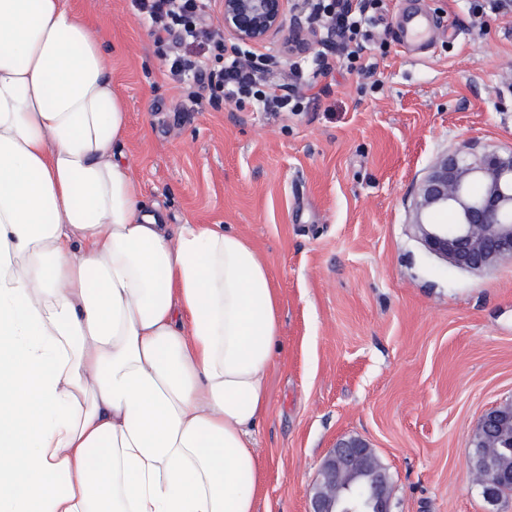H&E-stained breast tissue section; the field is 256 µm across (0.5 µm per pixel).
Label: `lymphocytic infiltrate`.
Instances as JSON below:
<instances>
[{"label": "lymphocytic infiltrate", "instance_id": "lymphocytic-infiltrate-1", "mask_svg": "<svg viewBox=\"0 0 512 512\" xmlns=\"http://www.w3.org/2000/svg\"><path fill=\"white\" fill-rule=\"evenodd\" d=\"M139 11L147 13L160 30L190 46L187 55L175 56L168 71L177 80L191 78L200 83L222 87L226 99L239 109L254 108L266 112H300V98L283 93L281 84L261 79L259 68L244 64L238 55L224 60V68L214 74L205 71L201 57L206 52L208 35L198 26L210 0H135ZM383 10V0H339L338 5L314 4L313 11L323 14L328 32L340 41L336 63L356 76L370 74L374 68L369 27Z\"/></svg>", "mask_w": 512, "mask_h": 512}]
</instances>
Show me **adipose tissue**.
I'll list each match as a JSON object with an SVG mask.
<instances>
[{
    "instance_id": "ef3b65f1",
    "label": "adipose tissue",
    "mask_w": 512,
    "mask_h": 512,
    "mask_svg": "<svg viewBox=\"0 0 512 512\" xmlns=\"http://www.w3.org/2000/svg\"><path fill=\"white\" fill-rule=\"evenodd\" d=\"M127 125L100 28L0 0V512H256L280 298L146 204Z\"/></svg>"
}]
</instances>
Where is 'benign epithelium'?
Instances as JSON below:
<instances>
[{
  "label": "benign epithelium",
  "mask_w": 512,
  "mask_h": 512,
  "mask_svg": "<svg viewBox=\"0 0 512 512\" xmlns=\"http://www.w3.org/2000/svg\"><path fill=\"white\" fill-rule=\"evenodd\" d=\"M296 0H223L218 28L232 39L254 48H264L283 30H288L286 55L301 54L313 46L308 22ZM479 184L482 195L465 200L464 188ZM452 212L457 223L431 221L428 215ZM414 225L429 253L467 272H480L499 262L512 260V150H480L464 145L437 159L420 182L414 204ZM511 415L500 408L488 410L480 429L490 445L512 429ZM367 473L370 481L363 497L336 498V480ZM384 475L373 450L359 438L343 439L322 463L311 497V512H390L388 493L382 492Z\"/></svg>",
  "instance_id": "1"
}]
</instances>
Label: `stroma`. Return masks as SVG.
<instances>
[{
	"label": "stroma",
	"instance_id": "obj_1",
	"mask_svg": "<svg viewBox=\"0 0 512 512\" xmlns=\"http://www.w3.org/2000/svg\"><path fill=\"white\" fill-rule=\"evenodd\" d=\"M101 27L129 112L123 150L168 223L224 224L269 267L281 326L255 430L257 512H308L336 440L389 475L392 512H512L467 472L484 413L512 403V261L465 272L420 244L416 188L466 143L512 149V11L498 0H385L372 75L278 70L304 112L238 111L174 79L134 0H67ZM482 12H474V4ZM426 7L455 38L405 51L394 24Z\"/></svg>",
	"mask_w": 512,
	"mask_h": 512
}]
</instances>
